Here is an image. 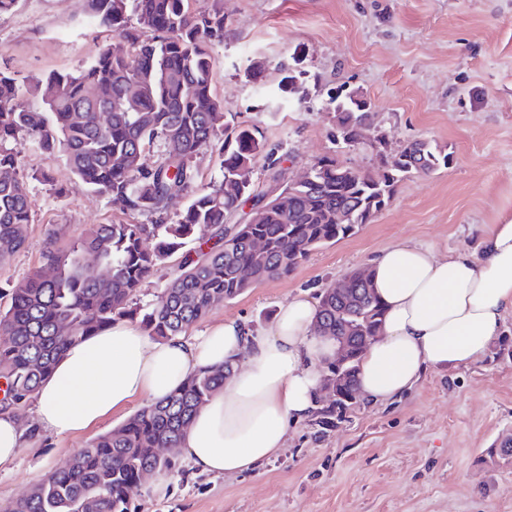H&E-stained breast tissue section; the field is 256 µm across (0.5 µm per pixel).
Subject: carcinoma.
<instances>
[{"mask_svg": "<svg viewBox=\"0 0 512 512\" xmlns=\"http://www.w3.org/2000/svg\"><path fill=\"white\" fill-rule=\"evenodd\" d=\"M192 0H87L92 18L122 36L128 57L99 51L85 68L55 72L37 81L43 106L31 107L13 75L0 69V257L21 250L33 221V200L19 177V160L5 143L35 138L42 150L65 154L70 172L96 192L118 198L141 214L163 215L184 197L173 224H98L64 250L54 238L44 245L46 270L14 284L0 312V378L6 388L0 410L36 398L68 347L86 336L132 319L134 297L154 270L180 254L177 270L141 325L155 339L183 336L218 303L231 301L265 279L286 277L310 253L371 223L404 180L448 166L451 153L424 141L394 151L382 148L377 173L361 172L322 157L309 178L286 177L282 160L249 128H229L224 103L212 85L214 46L224 41L223 0L203 9ZM150 31L153 37L141 38ZM279 90L297 101L309 95L304 80L283 77ZM336 137L351 147L375 127V113L355 89L340 87L325 101ZM225 135L222 178L197 184L194 160ZM156 150L152 163L146 152ZM283 201L254 193L243 171L259 160ZM250 211H244L249 200ZM155 245L144 247V240ZM260 241L263 247L254 248ZM193 243L195 247L186 248ZM108 269L106 278L87 274ZM345 287L319 296L317 332L345 349L341 367L328 366L339 399L319 404L315 424L328 430L361 401L357 369L365 348L379 335L382 309L369 272L352 271ZM227 366L190 376L168 399L145 405L112 431L75 451L69 463L4 505L5 512H131L130 491L142 472L169 469L194 412L224 388Z\"/></svg>", "mask_w": 512, "mask_h": 512, "instance_id": "1", "label": "carcinoma"}]
</instances>
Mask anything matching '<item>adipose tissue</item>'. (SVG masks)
Instances as JSON below:
<instances>
[{"instance_id": "adipose-tissue-1", "label": "adipose tissue", "mask_w": 512, "mask_h": 512, "mask_svg": "<svg viewBox=\"0 0 512 512\" xmlns=\"http://www.w3.org/2000/svg\"><path fill=\"white\" fill-rule=\"evenodd\" d=\"M479 256L440 255L398 244L370 264L384 316L358 367L363 401L406 393L426 371L469 366L489 351L512 314V215L489 225ZM317 303L282 302L272 326L252 337L228 319L199 336L156 340L128 320L70 345L37 394V425L74 435L139 400L166 398L197 371L243 361L190 423L181 446L200 473L251 471L284 446L291 424L316 407L334 340L316 335Z\"/></svg>"}]
</instances>
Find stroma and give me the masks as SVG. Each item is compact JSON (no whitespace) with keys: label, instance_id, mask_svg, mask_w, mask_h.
<instances>
[{"label":"stroma","instance_id":"1","mask_svg":"<svg viewBox=\"0 0 512 512\" xmlns=\"http://www.w3.org/2000/svg\"><path fill=\"white\" fill-rule=\"evenodd\" d=\"M224 16L215 91L230 123L256 129L291 177L324 156L376 168L372 148L336 142L325 100L340 86L368 101L388 149L427 141L453 160L402 182L372 223L312 251L288 277L217 304L189 336L227 319L261 334L280 303L317 296L392 245L471 253L487 225L512 214V0H224ZM105 47L126 44L89 17L86 0H18L0 15V69L25 83L86 66ZM290 74L305 79L307 99L267 111L266 92ZM9 146L33 222L25 247L0 261V292L43 266L47 236L68 248L97 224L150 223L71 175L62 153H45L29 137ZM500 333L486 358L426 372L398 400L361 404L326 431L309 419L290 426L282 452L258 470L201 474L179 455L162 473L164 491L146 478L131 504L136 512H512V457L492 451L512 434V316ZM137 409L130 404L76 435L27 436L13 464L0 468V503Z\"/></svg>","mask_w":512,"mask_h":512}]
</instances>
